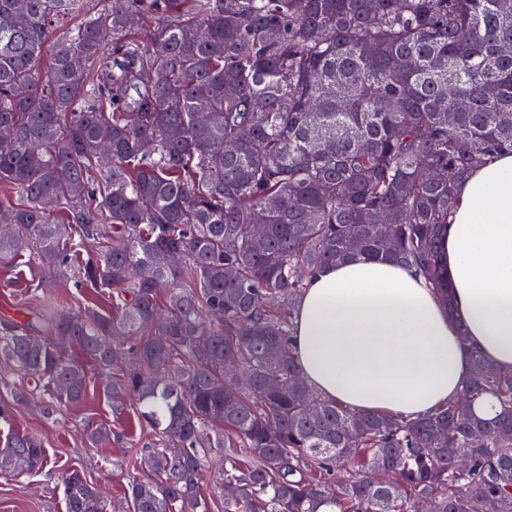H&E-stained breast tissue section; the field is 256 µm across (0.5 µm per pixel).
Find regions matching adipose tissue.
I'll return each instance as SVG.
<instances>
[{"mask_svg":"<svg viewBox=\"0 0 512 512\" xmlns=\"http://www.w3.org/2000/svg\"><path fill=\"white\" fill-rule=\"evenodd\" d=\"M439 255L448 300L386 258L355 256L309 278L292 316L315 393L352 411L428 417L470 382V347L512 372V154L463 177Z\"/></svg>","mask_w":512,"mask_h":512,"instance_id":"1","label":"adipose tissue"}]
</instances>
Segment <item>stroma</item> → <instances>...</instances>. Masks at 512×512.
Here are the masks:
<instances>
[{
    "mask_svg": "<svg viewBox=\"0 0 512 512\" xmlns=\"http://www.w3.org/2000/svg\"><path fill=\"white\" fill-rule=\"evenodd\" d=\"M28 269H0V322L24 317L23 307ZM17 375L0 366V445L15 432L38 435L50 458L49 465L30 476L0 472V512H65L60 471L74 466L87 479L106 488L116 512H125L127 465L136 449L146 447L149 434L142 430L131 410H117L97 385H90L85 402L46 414L39 398L17 403L13 395ZM106 422L121 438L105 447H92L86 427Z\"/></svg>",
    "mask_w": 512,
    "mask_h": 512,
    "instance_id": "obj_1",
    "label": "stroma"
}]
</instances>
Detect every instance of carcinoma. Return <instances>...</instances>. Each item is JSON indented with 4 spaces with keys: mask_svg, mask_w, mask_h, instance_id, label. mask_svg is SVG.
I'll use <instances>...</instances> for the list:
<instances>
[{
    "mask_svg": "<svg viewBox=\"0 0 512 512\" xmlns=\"http://www.w3.org/2000/svg\"><path fill=\"white\" fill-rule=\"evenodd\" d=\"M78 2L0 0V266L39 269L33 294L70 284L111 305L0 324V363L49 412L83 404L86 361L131 402L153 440L130 512H214L207 472L222 512H512V375L478 350L468 406L432 417L275 391L300 375L281 304L315 270L385 255L450 298L439 225L468 169L512 154V0H112L51 42ZM47 465L33 433L0 447V471ZM60 478L65 512H110L83 471Z\"/></svg>",
    "mask_w": 512,
    "mask_h": 512,
    "instance_id": "1",
    "label": "carcinoma"
}]
</instances>
